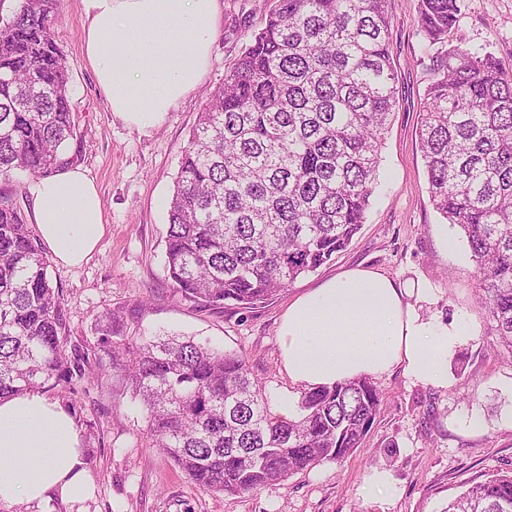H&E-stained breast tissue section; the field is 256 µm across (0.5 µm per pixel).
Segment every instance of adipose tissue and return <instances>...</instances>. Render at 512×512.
<instances>
[{"mask_svg": "<svg viewBox=\"0 0 512 512\" xmlns=\"http://www.w3.org/2000/svg\"><path fill=\"white\" fill-rule=\"evenodd\" d=\"M219 0H79L84 58L112 114L135 128L163 125L210 65ZM33 222L58 263L76 266L105 233L96 184L76 166L29 181ZM411 289L381 272L352 269L288 306L278 339L284 371L311 391L402 368L448 385V361L472 336L463 318L439 323ZM82 430L60 401L29 392L0 401V505L36 506L80 496Z\"/></svg>", "mask_w": 512, "mask_h": 512, "instance_id": "1", "label": "adipose tissue"}]
</instances>
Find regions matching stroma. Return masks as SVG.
Returning a JSON list of instances; mask_svg holds the SVG:
<instances>
[{
	"label": "stroma",
	"mask_w": 512,
	"mask_h": 512,
	"mask_svg": "<svg viewBox=\"0 0 512 512\" xmlns=\"http://www.w3.org/2000/svg\"><path fill=\"white\" fill-rule=\"evenodd\" d=\"M273 0H219L218 35L198 88L158 128L138 130L112 116L83 55L79 0H62L51 32L70 74L76 121L66 153L97 185L105 234L81 265L50 261L72 341L91 363L108 364L96 318L140 309L146 333L206 340L246 355L278 408L293 386L282 368L278 327L289 304L350 268L382 272L429 288L425 316L465 315L473 336L448 361V386L436 388L402 369L375 377L383 394L365 447L244 495L200 488L159 449L145 445L140 405L120 377L105 374L79 387L70 412L95 423L86 462V495L47 499L33 512H442L471 481L512 471V357L481 302L479 277L464 239L433 208L418 141L426 88L440 48L424 51L419 0H388L397 105L385 135L378 183L365 222L334 260L299 277L264 307L209 310L175 296L164 265V237L182 151L209 94L224 81ZM452 45L492 53L512 71V0H463ZM387 472L390 491L370 497L372 471Z\"/></svg>",
	"instance_id": "35a3bbf8"
}]
</instances>
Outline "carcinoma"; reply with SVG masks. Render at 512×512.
I'll return each instance as SVG.
<instances>
[{"instance_id": "obj_1", "label": "carcinoma", "mask_w": 512, "mask_h": 512, "mask_svg": "<svg viewBox=\"0 0 512 512\" xmlns=\"http://www.w3.org/2000/svg\"><path fill=\"white\" fill-rule=\"evenodd\" d=\"M387 0H274L184 147L168 211L173 293L202 308L256 309L345 249L364 223L396 107ZM61 0H19L0 22V177L66 162L69 72L52 33ZM461 0H419L425 49ZM426 90L418 131L433 208L463 232L480 298L512 350V74L456 45ZM42 243L0 195V399L93 367L71 343ZM98 345L145 412L146 445L196 485L239 495L364 448L382 394L364 376L272 412L246 358L96 319ZM443 512H512V472L473 483Z\"/></svg>"}]
</instances>
